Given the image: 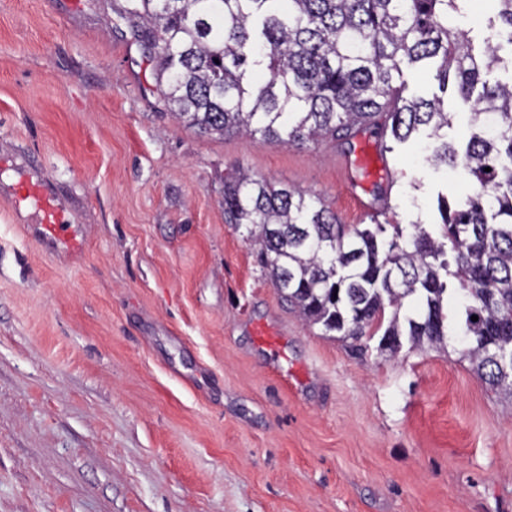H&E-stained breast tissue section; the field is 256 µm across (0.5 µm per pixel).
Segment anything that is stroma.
I'll return each mask as SVG.
<instances>
[{
  "instance_id": "obj_1",
  "label": "stroma",
  "mask_w": 512,
  "mask_h": 512,
  "mask_svg": "<svg viewBox=\"0 0 512 512\" xmlns=\"http://www.w3.org/2000/svg\"><path fill=\"white\" fill-rule=\"evenodd\" d=\"M123 0H0V512H512V402L448 338L355 358L224 221L240 167L363 224L470 185L426 136L203 137L154 89ZM48 187L86 241H44ZM357 188H349V179ZM15 193L18 200L28 202L32 208L45 239L62 241L72 249L80 247V241L69 235V224H65L64 214L47 188L27 176H22L15 185Z\"/></svg>"
}]
</instances>
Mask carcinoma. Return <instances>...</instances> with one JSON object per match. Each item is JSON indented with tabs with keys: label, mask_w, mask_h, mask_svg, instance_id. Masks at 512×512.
I'll return each mask as SVG.
<instances>
[{
	"label": "carcinoma",
	"mask_w": 512,
	"mask_h": 512,
	"mask_svg": "<svg viewBox=\"0 0 512 512\" xmlns=\"http://www.w3.org/2000/svg\"><path fill=\"white\" fill-rule=\"evenodd\" d=\"M124 2L119 16L155 62L157 89L201 135L349 145L382 113L398 142L429 129L428 161L462 168L472 185L453 202L438 196L439 224L405 234L390 204L382 224H343L320 198L243 170L224 178V220L246 229L281 298L356 355L373 340L392 356L397 338L443 347L448 302L463 296L462 356L512 399V361L495 358L512 348V81L488 79L512 46V0H494L478 54L455 26L471 0ZM415 66L442 92L453 87L478 128L464 152L448 143L443 99L393 86Z\"/></svg>",
	"instance_id": "1"
}]
</instances>
